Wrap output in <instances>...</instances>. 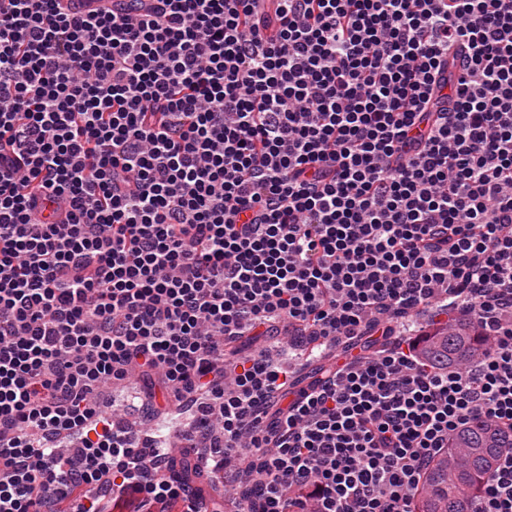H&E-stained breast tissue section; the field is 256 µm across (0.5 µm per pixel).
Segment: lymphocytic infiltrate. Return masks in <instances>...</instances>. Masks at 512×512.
Wrapping results in <instances>:
<instances>
[{
	"mask_svg": "<svg viewBox=\"0 0 512 512\" xmlns=\"http://www.w3.org/2000/svg\"><path fill=\"white\" fill-rule=\"evenodd\" d=\"M438 301L477 359L396 340ZM135 376L197 462L112 423ZM476 419L512 434V0H0V512H209L223 470L224 512H413ZM428 338V340H427ZM419 346V355L432 364L458 366L469 362L484 350L469 323H448L436 336L427 337ZM153 422L159 426L158 433L154 435L166 436L171 441H175L181 430L188 426L189 413L179 414L178 412H172L158 417Z\"/></svg>",
	"mask_w": 512,
	"mask_h": 512,
	"instance_id": "f902f5d3",
	"label": "lymphocytic infiltrate"
}]
</instances>
